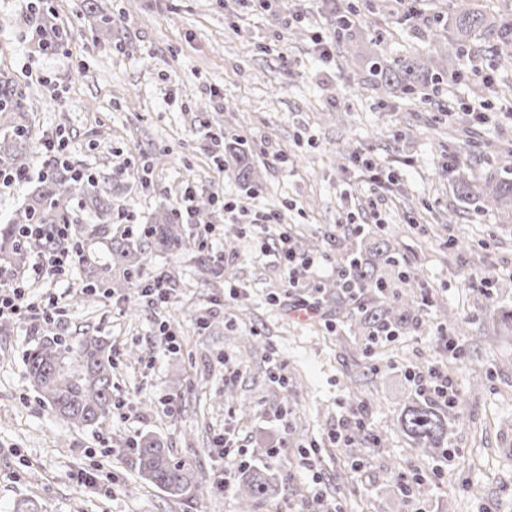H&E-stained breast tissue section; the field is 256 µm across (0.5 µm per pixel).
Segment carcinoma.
Instances as JSON below:
<instances>
[{
  "label": "carcinoma",
  "mask_w": 512,
  "mask_h": 512,
  "mask_svg": "<svg viewBox=\"0 0 512 512\" xmlns=\"http://www.w3.org/2000/svg\"><path fill=\"white\" fill-rule=\"evenodd\" d=\"M336 29L351 46L356 40V10L348 0L329 5ZM83 16L92 28L110 29L114 19L91 0L84 4ZM28 23L42 29L43 48L55 49L64 33L54 27L48 13L37 11ZM432 39L426 49L387 58L375 52L365 62L370 86L383 91L398 89L406 96L422 87L442 82L455 71L456 60L474 55L490 46L505 64H512V13H489L482 0H454L448 10L432 13ZM32 94L15 74L0 69V170L10 174L26 172L27 160L36 149V139L27 114ZM225 148L237 165L242 185L256 186V172L244 141L226 136ZM25 207L5 224H0V272L19 271L33 254L43 255L63 249L87 266L90 277L74 297L78 304L94 295L112 296V287L134 286L143 277L145 254L156 250L182 254L191 242L182 228L178 211L169 208L153 223L138 228L133 241L110 243L104 257H92L86 250L87 237L104 235L112 225V197L98 189L92 178L78 177L68 167L49 165ZM462 201L477 202L494 213L501 224L512 223V150L501 153L498 169L479 180L458 181ZM78 201L94 219L91 229L68 223L73 201ZM338 267L354 277L363 298L358 315L349 320L353 333L374 336L385 328L395 332L415 330L420 324V302L414 285L417 277L400 263L396 248L388 241L371 247V252L351 243L341 247ZM78 356L80 374L69 370L72 356ZM27 376L35 391L55 415L81 427L103 423L112 410V349L98 336H87L74 346L61 337H53L26 356ZM452 406L417 392L400 406L397 428L411 447L427 454L446 451ZM139 477L174 501L184 504L198 486L192 465L178 459L164 442L151 433L133 440ZM242 512H256L257 505L282 493L276 478L260 469H247L239 484Z\"/></svg>",
  "instance_id": "obj_1"
}]
</instances>
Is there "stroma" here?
I'll return each mask as SVG.
<instances>
[{
	"instance_id": "1",
	"label": "stroma",
	"mask_w": 512,
	"mask_h": 512,
	"mask_svg": "<svg viewBox=\"0 0 512 512\" xmlns=\"http://www.w3.org/2000/svg\"><path fill=\"white\" fill-rule=\"evenodd\" d=\"M82 2L0 0V67L33 88L34 137L60 136L70 169L111 189L114 213L131 225L151 223L188 192L215 206L206 221L187 223L199 250L157 252L145 265V275L168 277V306L118 288L65 307L35 334L0 320V512L22 499L41 512H239L236 486L248 465L288 488L257 512H302L316 494L323 512L339 500L349 512H512V342L480 334L494 311L512 308V293L468 282L484 269L512 279V224L456 195L459 178L484 175L499 151L512 150V94L488 87L465 59L420 99L363 87L322 0L268 10L257 0H96L116 19L109 32L91 29ZM34 6L68 33L55 51L30 39ZM429 37L425 24L397 16L377 50L398 57ZM321 38L333 43L330 58L319 55ZM463 108L471 117L449 132L451 113ZM228 132L253 151V189L240 186L224 155ZM45 160L35 151L27 179L0 187L1 218L31 196ZM451 211L455 224L438 233ZM263 213L316 242L327 258L308 278L316 286L335 282L337 244L394 240L430 294L420 328L354 345L343 322L356 305L340 310L324 295L319 315L294 311L273 240L253 222ZM230 236L238 251L216 272ZM230 287L239 297L225 298ZM163 322L175 336L169 351L155 338ZM53 336L111 344L113 402L103 424L72 427L33 392L25 353ZM431 368L463 401L444 455L411 448L395 426L417 389L414 374ZM359 415L381 440L366 441L356 464L328 434ZM142 432L193 464L198 487L186 504L138 479L129 441ZM225 432L245 458L218 455ZM311 446L309 468L301 452ZM84 471L93 485L78 484ZM221 472L225 490L215 485ZM415 475L424 491L402 493L399 477Z\"/></svg>"
}]
</instances>
